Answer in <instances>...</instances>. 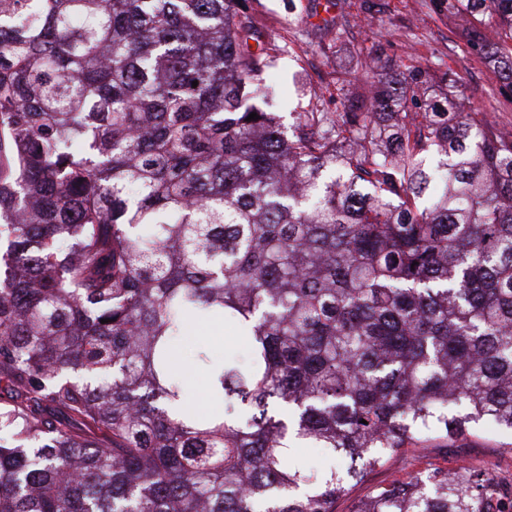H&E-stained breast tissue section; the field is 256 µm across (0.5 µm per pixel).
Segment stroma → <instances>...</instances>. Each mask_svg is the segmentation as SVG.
Returning <instances> with one entry per match:
<instances>
[{
	"label": "stroma",
	"mask_w": 512,
	"mask_h": 512,
	"mask_svg": "<svg viewBox=\"0 0 512 512\" xmlns=\"http://www.w3.org/2000/svg\"><path fill=\"white\" fill-rule=\"evenodd\" d=\"M255 31L270 45L264 76L271 111L284 125L313 105L343 109L348 80H368L357 63L364 51L379 64L423 67L432 75L457 73L456 94L469 111L512 127V93L502 89L469 48L439 0H336L333 16L314 22L319 0H246ZM488 473L499 500L512 501V431L480 422L444 448H405L385 465L351 482L335 512H354L379 487L407 480L428 465Z\"/></svg>",
	"instance_id": "1"
}]
</instances>
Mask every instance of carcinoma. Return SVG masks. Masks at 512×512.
<instances>
[{"label":"carcinoma","mask_w":512,"mask_h":512,"mask_svg":"<svg viewBox=\"0 0 512 512\" xmlns=\"http://www.w3.org/2000/svg\"><path fill=\"white\" fill-rule=\"evenodd\" d=\"M446 2L512 89V0ZM239 6L0 0V512H333L402 448L512 430V135L414 67L286 131ZM224 323L246 360L183 356ZM448 475L355 512H498Z\"/></svg>","instance_id":"carcinoma-1"}]
</instances>
